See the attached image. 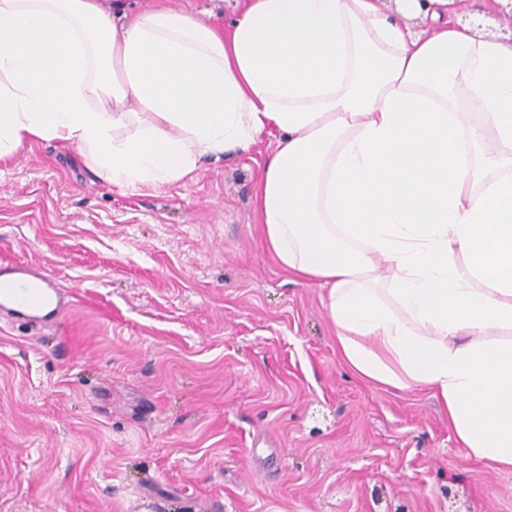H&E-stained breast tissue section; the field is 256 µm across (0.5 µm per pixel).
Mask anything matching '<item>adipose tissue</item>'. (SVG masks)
<instances>
[{"label": "adipose tissue", "instance_id": "ef3b65f1", "mask_svg": "<svg viewBox=\"0 0 512 512\" xmlns=\"http://www.w3.org/2000/svg\"><path fill=\"white\" fill-rule=\"evenodd\" d=\"M435 2L424 38L415 0H245L224 36L181 8L0 0V160L57 140L158 191L277 133L264 241L326 289L344 362L431 389L469 456L512 468V43Z\"/></svg>", "mask_w": 512, "mask_h": 512}]
</instances>
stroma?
Segmentation results:
<instances>
[{"label": "stroma", "instance_id": "1", "mask_svg": "<svg viewBox=\"0 0 512 512\" xmlns=\"http://www.w3.org/2000/svg\"><path fill=\"white\" fill-rule=\"evenodd\" d=\"M226 32L243 0H160ZM276 138L121 191L70 146L0 161V267L68 292L0 313V512H512L430 389L354 374L325 292L264 246Z\"/></svg>", "mask_w": 512, "mask_h": 512}]
</instances>
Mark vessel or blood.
Segmentation results:
<instances>
[{
    "label": "vessel or blood",
    "mask_w": 512,
    "mask_h": 512,
    "mask_svg": "<svg viewBox=\"0 0 512 512\" xmlns=\"http://www.w3.org/2000/svg\"><path fill=\"white\" fill-rule=\"evenodd\" d=\"M8 283H0V310L35 320L38 313L61 303L63 291L54 279L31 263L8 267Z\"/></svg>",
    "instance_id": "1"
}]
</instances>
